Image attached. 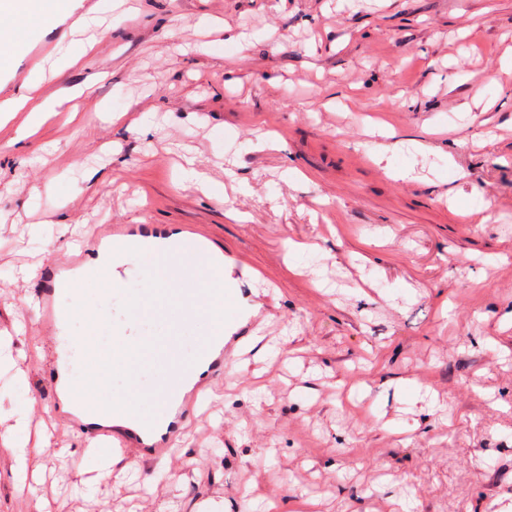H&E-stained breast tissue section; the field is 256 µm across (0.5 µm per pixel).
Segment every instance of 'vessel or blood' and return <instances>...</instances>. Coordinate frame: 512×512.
Wrapping results in <instances>:
<instances>
[{"label":"vessel or blood","instance_id":"obj_1","mask_svg":"<svg viewBox=\"0 0 512 512\" xmlns=\"http://www.w3.org/2000/svg\"><path fill=\"white\" fill-rule=\"evenodd\" d=\"M18 50L25 54L29 67H37L51 52L53 43L37 39L32 30L18 29L11 35ZM131 247L147 264H164L181 252L203 258L196 279H209L224 272V251L191 224H99L75 240L65 269L43 267L39 270L32 311L49 339H57L60 329L56 295L74 279L89 282L101 273L100 260L109 253ZM240 290L224 291V326L199 337L196 356L183 361L176 351L166 350L153 361V369L164 386L163 405L127 407L114 400L108 403L79 399V387L69 365L50 370L47 384L52 396L51 413L64 420L69 430L80 433L105 459L131 460L153 469L173 453L190 432L188 418L200 410V393L223 386L232 365L240 364L245 336L232 334L242 314ZM207 291L198 288H155L140 296L127 297L123 319L137 320L150 307L163 314L172 335H181L180 308L206 304Z\"/></svg>","mask_w":512,"mask_h":512}]
</instances>
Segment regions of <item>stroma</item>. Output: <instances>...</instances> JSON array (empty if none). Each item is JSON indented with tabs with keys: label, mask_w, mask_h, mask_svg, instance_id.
<instances>
[{
	"label": "stroma",
	"mask_w": 512,
	"mask_h": 512,
	"mask_svg": "<svg viewBox=\"0 0 512 512\" xmlns=\"http://www.w3.org/2000/svg\"><path fill=\"white\" fill-rule=\"evenodd\" d=\"M115 2L91 6L108 28L85 54L62 21H27L82 58L0 81L64 101L33 136L0 123V512H512V0ZM187 157L222 185L235 161L250 192L205 196ZM98 219L198 225L272 283L256 303L286 354L231 370L159 470L96 487L93 449L45 425L38 283L18 271ZM157 389L117 373L95 397ZM31 401L29 495L6 450Z\"/></svg>",
	"instance_id": "obj_1"
}]
</instances>
